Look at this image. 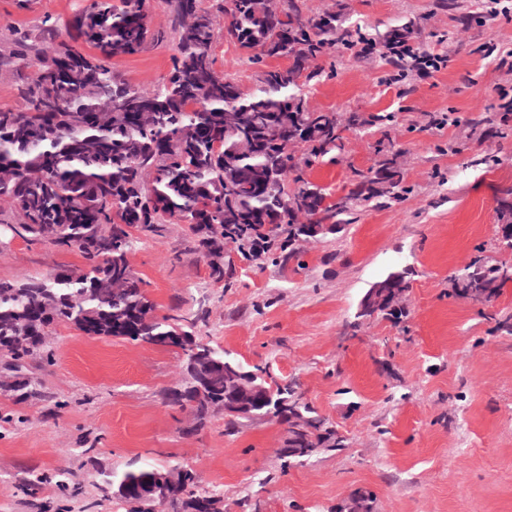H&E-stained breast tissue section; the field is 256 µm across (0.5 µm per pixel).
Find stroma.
Returning a JSON list of instances; mask_svg holds the SVG:
<instances>
[{
  "label": "stroma",
  "instance_id": "35a3bbf8",
  "mask_svg": "<svg viewBox=\"0 0 512 512\" xmlns=\"http://www.w3.org/2000/svg\"><path fill=\"white\" fill-rule=\"evenodd\" d=\"M305 15H342L375 34L415 20L413 41L447 56L439 72L392 81L382 52L337 53L335 77L306 89L311 110L395 115L392 123L343 131L337 162L306 171L330 198L346 194L353 171L374 167L376 148L396 153L413 191L385 208L362 207L355 223L312 239L303 265L261 266L232 245L230 284L215 283L205 259L189 253L183 224L144 238L130 264L157 315L209 314L195 334L259 366L271 384L297 383L346 438L345 448L315 449L295 460L281 450L289 425L245 420L228 430L223 413L194 429L189 408L171 404L186 358L180 350L121 337H91L59 325L53 363L35 359L25 373L36 395L15 401L0 390V512H126L103 498L98 470L149 462L190 471L221 496L224 512H339L366 489L375 512H512V282L487 304L450 296V276L479 256L512 264L499 245V198L512 187V136L485 134L499 120L512 72V0L479 27L459 23L480 0H301ZM82 0H36L23 11L0 0V45L14 27L43 16L70 17ZM149 24L161 42L112 59L131 84L151 90L170 71L178 41L165 0H150ZM217 71L251 90L260 66L237 43L218 39ZM478 120L439 127L443 113ZM469 148L452 153L450 143ZM495 157L493 167L480 165ZM78 252L21 238L0 244V279L34 278L82 266ZM415 271L401 322H356L358 303L387 274Z\"/></svg>",
  "mask_w": 512,
  "mask_h": 512
}]
</instances>
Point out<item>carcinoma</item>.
<instances>
[{"label": "carcinoma", "instance_id": "obj_1", "mask_svg": "<svg viewBox=\"0 0 512 512\" xmlns=\"http://www.w3.org/2000/svg\"><path fill=\"white\" fill-rule=\"evenodd\" d=\"M148 0H89L68 19L41 21L38 32L13 30L0 46V69L12 72L22 106L0 109V236L18 235L78 252L80 268L25 281L0 279V349L10 370L27 361L51 363L49 328L70 325L87 336L123 337L166 345L169 336H192L207 311L161 317L147 298L145 282L129 263L141 237L161 224H187L189 251L208 260L211 278L224 281V245L242 257L276 261V252L300 260L302 244L350 224L363 205L384 207L412 192L395 159L385 158L371 175L357 174L354 187L325 204L326 194L297 174L299 165L341 148L340 132L390 115L316 112L304 88L323 70L314 63L353 51L366 40L361 28L343 26L332 13L306 16L299 0H166L179 33L169 75L144 92L112 69L108 60L132 55L157 39L148 23ZM229 16L226 34L261 64L271 57L292 60L284 72L258 73L243 91L215 68L218 32L213 12ZM60 41L52 55L44 43ZM305 146L299 158L288 142ZM283 182L270 180L271 171ZM303 214L308 222H298ZM413 270L393 272L372 284L380 289L379 314L401 319L404 292ZM512 280V265L476 259L452 278L453 295L489 303ZM224 370L208 373L207 361L186 365L176 404L192 398L209 374L206 402L193 411L201 427L224 410V394L251 403L270 384L244 371L223 348L206 342ZM0 389L23 401L29 382L0 381ZM273 416L288 421L287 457L293 448L345 447L346 438L327 426L297 388L276 387L245 420ZM100 490L143 512L141 493L164 478L170 512H223L210 495L201 505L191 472L174 473L131 464L121 472L99 471Z\"/></svg>", "mask_w": 512, "mask_h": 512}]
</instances>
